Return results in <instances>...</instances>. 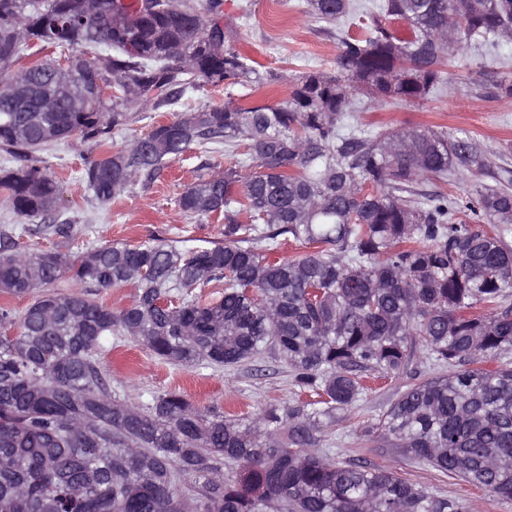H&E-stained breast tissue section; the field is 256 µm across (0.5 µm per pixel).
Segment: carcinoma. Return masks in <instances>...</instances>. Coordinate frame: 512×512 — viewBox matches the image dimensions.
<instances>
[{"label":"carcinoma","instance_id":"cac0c4a2","mask_svg":"<svg viewBox=\"0 0 512 512\" xmlns=\"http://www.w3.org/2000/svg\"><path fill=\"white\" fill-rule=\"evenodd\" d=\"M144 2L97 0L94 14L85 0H0V91L34 88L24 100L0 95V148L22 161L0 169V189L17 215L47 216L60 195L24 164L31 151L74 136L101 142L131 108L170 105L201 80H261L230 31L203 40L224 19L221 0L204 13L192 0ZM306 6L340 26L334 71L300 77L283 105L229 101L115 141L85 170L108 203L167 160L224 145L235 165L179 199L187 215H224V242L187 253L168 240L105 244L73 257L18 253L0 237V293L32 297L21 313L0 306V512H473L322 447L371 373L397 385L378 422L356 430L361 444L512 502V361H501L512 353V190L464 203L419 189L482 164L469 137L347 129L361 98L428 99L454 53L512 44V0H379L362 34L351 33L355 0ZM33 45L112 50L106 68L80 58L66 79L88 89L112 81L118 94L35 111L58 73L11 69ZM249 160L257 171L244 178ZM465 209L500 230L463 222ZM283 237L310 249L270 258ZM65 277L83 290L54 291ZM212 282L217 295L196 294ZM127 284L135 294L121 309L99 299ZM112 335L185 366L274 355L316 399L266 407L247 424L174 391L131 403L99 366ZM421 355L439 371L399 382Z\"/></svg>","mask_w":512,"mask_h":512}]
</instances>
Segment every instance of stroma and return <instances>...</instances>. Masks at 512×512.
<instances>
[{"instance_id": "stroma-1", "label": "stroma", "mask_w": 512, "mask_h": 512, "mask_svg": "<svg viewBox=\"0 0 512 512\" xmlns=\"http://www.w3.org/2000/svg\"><path fill=\"white\" fill-rule=\"evenodd\" d=\"M223 11L225 22L236 35L237 47L252 59L261 84L247 81L228 88L203 81L186 91L175 105L144 111L131 109L123 139L143 137L154 126L183 113L220 107L230 99L249 106L277 105L288 99L304 73L332 70L338 47L336 27L306 14L299 0H223ZM510 75L511 45L503 46L496 56L467 49L452 57L439 97L375 105L356 112L353 122L370 134L413 126L451 137L468 135L484 153V166L446 184L435 180L425 184L427 190L468 199L478 190L498 186L504 173L512 171V104L498 97L495 90L496 83ZM102 153L96 142L80 144L69 140L34 154V165L60 185L58 219L74 228L67 242L27 231L26 219L5 207H0V233L12 235L23 249H57L69 254L101 244L135 245L153 239L183 240L197 249L223 242V215L189 216L179 207L184 189L206 175V163L230 165L223 147L208 152L195 149L166 162L150 183H135L105 205L94 199L83 179L88 165ZM99 363L113 389L141 405L154 395L178 391L196 405L217 408L230 418L246 422L265 407L309 399L307 393L293 385L285 363L274 356L233 369L185 367L157 360L131 338L110 336L103 342ZM368 386L366 395L337 423L328 438V447L360 462L390 468L411 482L474 507L476 512H512V503L475 485L459 479L439 481L429 472L403 463L392 452L357 447L355 427L376 422L388 403L389 380H372Z\"/></svg>"}]
</instances>
